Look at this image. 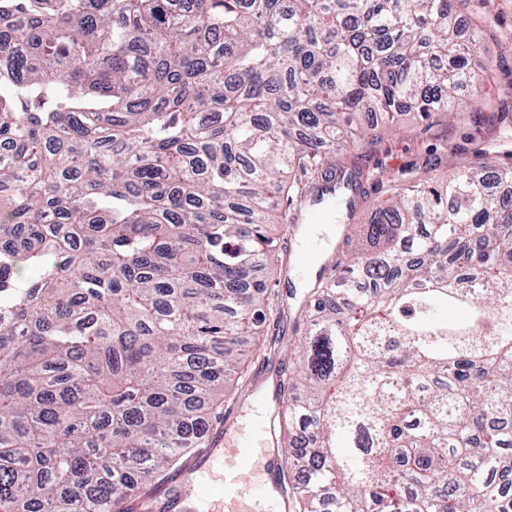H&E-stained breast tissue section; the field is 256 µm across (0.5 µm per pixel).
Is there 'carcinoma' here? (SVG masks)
Listing matches in <instances>:
<instances>
[{
  "label": "carcinoma",
  "instance_id": "obj_1",
  "mask_svg": "<svg viewBox=\"0 0 512 512\" xmlns=\"http://www.w3.org/2000/svg\"><path fill=\"white\" fill-rule=\"evenodd\" d=\"M488 72L451 0H0V512H117L201 453L277 201L353 216L360 117L480 111ZM491 178L400 188L309 288L298 512H512Z\"/></svg>",
  "mask_w": 512,
  "mask_h": 512
}]
</instances>
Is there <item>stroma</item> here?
Returning <instances> with one entry per match:
<instances>
[{
	"instance_id": "obj_1",
	"label": "stroma",
	"mask_w": 512,
	"mask_h": 512,
	"mask_svg": "<svg viewBox=\"0 0 512 512\" xmlns=\"http://www.w3.org/2000/svg\"><path fill=\"white\" fill-rule=\"evenodd\" d=\"M455 9L462 30H469L476 19L484 26L483 56L493 75L484 88L486 105L482 111L464 112L451 120L438 115L425 120L406 112L399 115L393 131L379 125L377 116L368 115L366 121L373 124L374 131L347 157L349 167L359 173L356 218L370 214L390 196L387 175L407 180L421 177L427 164L436 161L451 167L512 161V0H455ZM269 235L279 261L258 277L278 303L282 317L266 319L260 339L274 351L265 356L251 353L242 387L225 406L223 421L215 425L219 431L232 426L236 418L248 417L256 395L272 394L282 382L301 336L298 310L306 291L291 285L295 271L286 251L290 233L275 225Z\"/></svg>"
}]
</instances>
